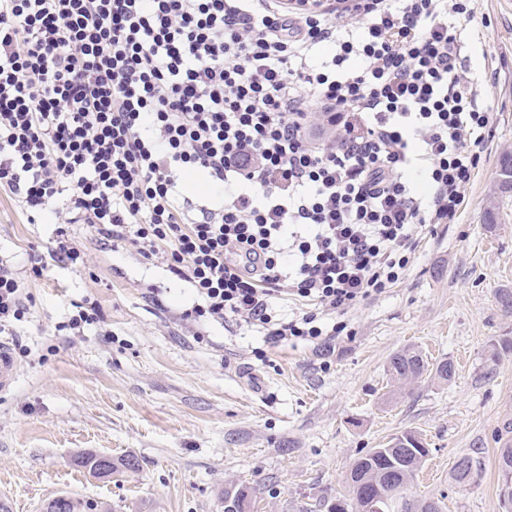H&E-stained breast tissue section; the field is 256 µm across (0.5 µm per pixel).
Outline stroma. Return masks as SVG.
I'll use <instances>...</instances> for the list:
<instances>
[{
	"label": "stroma",
	"mask_w": 512,
	"mask_h": 512,
	"mask_svg": "<svg viewBox=\"0 0 512 512\" xmlns=\"http://www.w3.org/2000/svg\"><path fill=\"white\" fill-rule=\"evenodd\" d=\"M463 19L469 77L496 114L464 203L451 224L426 229L404 278L344 315L329 345L274 347L247 328L182 320L191 285L127 245L102 244L69 225L89 265L37 277L27 257L47 252L55 224L29 223L0 188V255L20 271L30 312L12 336L20 373L0 394V497L13 512H42L67 492L107 512H224L232 483L258 488L253 512H301L348 493L345 476L366 450L414 430L431 453L408 490L442 512H503L495 455L512 420V351L487 370L492 339L512 336V192L498 194L499 159L512 151V0H474ZM494 227L486 225L490 195ZM94 299L103 323L59 331L70 300ZM416 346L448 359L452 383L425 378L395 394L390 356ZM484 450L475 481L450 478L457 458ZM85 453L138 457V471L99 479Z\"/></svg>",
	"instance_id": "1"
}]
</instances>
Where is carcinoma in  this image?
<instances>
[{
	"label": "carcinoma",
	"mask_w": 512,
	"mask_h": 512,
	"mask_svg": "<svg viewBox=\"0 0 512 512\" xmlns=\"http://www.w3.org/2000/svg\"><path fill=\"white\" fill-rule=\"evenodd\" d=\"M498 190L512 192V154L504 153L499 165ZM512 350V338L501 336L492 341L489 361L496 363L501 353ZM388 371L394 381L403 388L414 383L425 374L444 382L455 376L454 365L442 360L431 366L422 353L415 348H405L394 353L389 359ZM423 439L412 430L394 435L383 448H371L351 464L346 476L348 497L329 505V512H356L365 499L376 497L382 505V512H438L431 500L414 501L406 491L417 471L429 455ZM482 449L473 448L454 464L452 478L459 485L473 482L475 473L481 468ZM496 463L499 474L498 494L512 490V441L505 440L496 449ZM63 508H57V500L50 499L43 512H95L98 506L71 494L63 495ZM224 500L230 502L233 512H252L253 494L244 485L232 484L224 490Z\"/></svg>",
	"instance_id": "carcinoma-1"
}]
</instances>
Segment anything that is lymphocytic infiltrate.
Here are the masks:
<instances>
[{
  "mask_svg": "<svg viewBox=\"0 0 512 512\" xmlns=\"http://www.w3.org/2000/svg\"><path fill=\"white\" fill-rule=\"evenodd\" d=\"M350 2L0 0V188L64 223L32 272L84 268L65 230L84 224L191 283L184 318L339 336L455 220L495 122L448 22L472 0ZM189 170L213 201L184 196ZM28 312L1 256L0 334Z\"/></svg>",
  "mask_w": 512,
  "mask_h": 512,
  "instance_id": "lymphocytic-infiltrate-1",
  "label": "lymphocytic infiltrate"
}]
</instances>
